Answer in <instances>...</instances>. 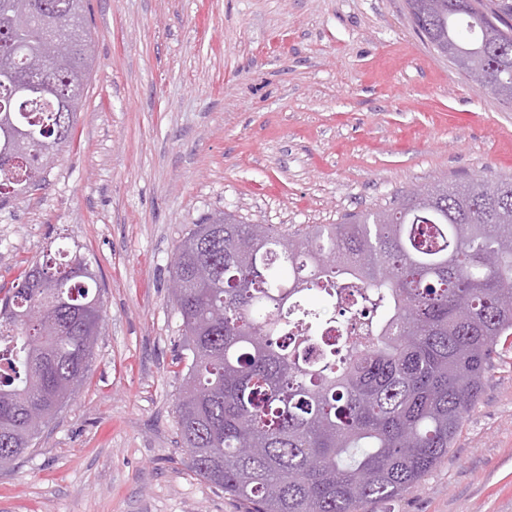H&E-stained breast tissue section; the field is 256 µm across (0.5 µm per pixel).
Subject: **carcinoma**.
<instances>
[{
    "label": "carcinoma",
    "mask_w": 512,
    "mask_h": 512,
    "mask_svg": "<svg viewBox=\"0 0 512 512\" xmlns=\"http://www.w3.org/2000/svg\"><path fill=\"white\" fill-rule=\"evenodd\" d=\"M0 0V55L41 47ZM93 40L87 0H52ZM417 32L481 67L512 105V0H407ZM95 62L52 66L50 91L0 107L34 130L18 183L0 156V208L45 180L71 138ZM181 447L245 512H363L443 457L512 345V181L437 183L390 209L294 231L215 211L180 240ZM91 262L61 250L0 288V464L80 390L101 334Z\"/></svg>",
    "instance_id": "cac0c4a2"
}]
</instances>
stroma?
I'll return each mask as SVG.
<instances>
[{
    "mask_svg": "<svg viewBox=\"0 0 512 512\" xmlns=\"http://www.w3.org/2000/svg\"><path fill=\"white\" fill-rule=\"evenodd\" d=\"M89 21L70 144L0 208V286L78 245L102 334L87 383L0 470V512H244L178 443V241L217 210L294 230L415 185L512 179V107L437 55L405 0H89ZM365 512H512V350L447 457Z\"/></svg>",
    "mask_w": 512,
    "mask_h": 512,
    "instance_id": "1",
    "label": "stroma"
}]
</instances>
